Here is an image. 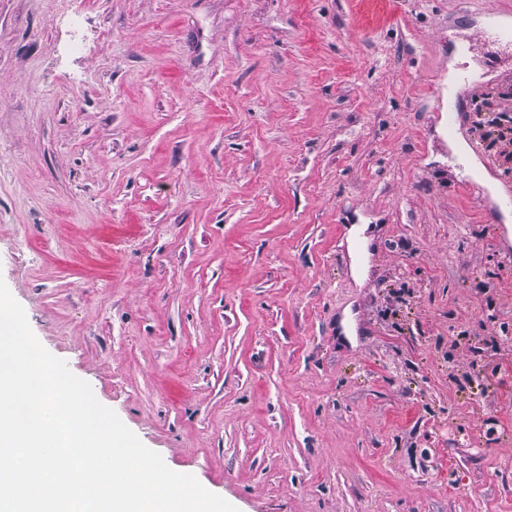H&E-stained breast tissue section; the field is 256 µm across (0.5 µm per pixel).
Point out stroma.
Returning a JSON list of instances; mask_svg holds the SVG:
<instances>
[{"instance_id": "1", "label": "stroma", "mask_w": 512, "mask_h": 512, "mask_svg": "<svg viewBox=\"0 0 512 512\" xmlns=\"http://www.w3.org/2000/svg\"><path fill=\"white\" fill-rule=\"evenodd\" d=\"M496 15L0 0V279L38 341L238 512H512V225L448 155L512 187L472 130L512 115ZM448 148L452 155L465 166L466 171L475 178V180L486 187L495 200H498L501 193L496 181L484 170L461 134H457L452 139H448Z\"/></svg>"}]
</instances>
